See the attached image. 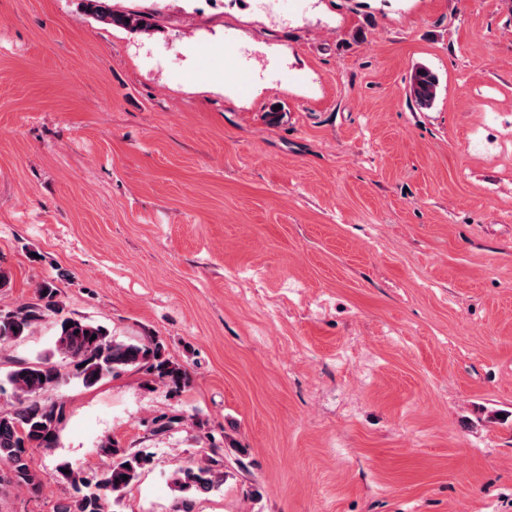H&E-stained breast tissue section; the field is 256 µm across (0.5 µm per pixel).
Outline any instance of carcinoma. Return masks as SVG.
<instances>
[{
    "mask_svg": "<svg viewBox=\"0 0 512 512\" xmlns=\"http://www.w3.org/2000/svg\"><path fill=\"white\" fill-rule=\"evenodd\" d=\"M85 10L97 19L131 33L149 34L154 30L153 17L144 12H117L107 0H84ZM439 88V77L431 69L418 66L409 81V96L419 109L432 107ZM56 319L53 353L59 355L72 377L85 386H93L103 378L128 367L145 369L156 380L175 390L189 381L185 368L165 356L162 343L120 342L108 330L81 317L65 312L53 283L41 284L38 301L13 309H0V347L8 346L31 334L45 318ZM64 378L57 365L47 361H20L6 374L11 386V409L0 410V464L9 469L8 483L17 488L36 489L38 477L29 448L56 447L64 404L52 393ZM108 464L96 482L67 467L63 478L75 487L78 496L58 512H116L126 490L150 463V457L128 453L119 444L106 439L100 444ZM218 461L209 459L194 467L179 468L171 475V485L180 493L206 494L223 481V473L215 469Z\"/></svg>",
    "mask_w": 512,
    "mask_h": 512,
    "instance_id": "carcinoma-1",
    "label": "carcinoma"
}]
</instances>
